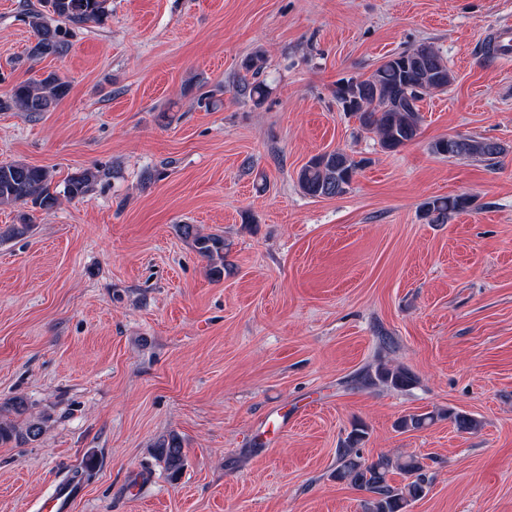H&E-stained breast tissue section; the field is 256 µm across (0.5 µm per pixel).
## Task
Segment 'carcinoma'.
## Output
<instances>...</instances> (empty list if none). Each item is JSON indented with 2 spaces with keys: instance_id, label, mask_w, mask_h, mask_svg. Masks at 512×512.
<instances>
[{
  "instance_id": "obj_1",
  "label": "carcinoma",
  "mask_w": 512,
  "mask_h": 512,
  "mask_svg": "<svg viewBox=\"0 0 512 512\" xmlns=\"http://www.w3.org/2000/svg\"><path fill=\"white\" fill-rule=\"evenodd\" d=\"M107 0H39V7L24 13V21L33 32L34 42L28 49L33 59L60 57L69 48L68 37L89 23L100 22L107 13ZM265 52L257 50L241 64L244 74L232 84L238 99L260 107L269 90L260 80L265 68ZM454 80L448 61L432 45L422 44L409 51L393 54L357 84L336 85L334 95L342 110L351 113L363 132L374 135L382 149L393 152L414 141L420 132L422 117L419 103L430 92L443 91ZM69 92V84L54 73L45 78L16 84L10 93L0 96V111L16 108L22 112L41 113L54 108ZM435 154L450 158H479L494 166L505 153L504 146L488 137H451L432 144ZM363 160H356L342 150L315 155L298 172V185L311 197L332 198L347 192ZM99 172L84 170L70 176L64 190L70 199L82 198L98 180ZM48 171L15 161L0 163V205L29 204L48 212L58 204L50 190ZM470 197L434 198L423 206V217L430 224H445L455 213L467 209ZM183 233L194 236L198 252L211 262L210 271L219 276L224 271L228 245L220 235L193 233L192 225H183ZM364 381L380 382L395 390H409L415 384L413 375L399 365L379 363L374 373H366ZM28 410L25 399L14 397L0 403V445L11 442L29 443L46 432L49 417L40 415L17 422L10 415L21 416ZM450 418L460 431L474 430L478 422L452 410L412 413L398 418L395 427L401 432L420 431L436 421ZM368 435L361 423L352 425L341 448L337 450L333 477L369 493L364 512H407L410 504L426 494L425 465L415 456L380 455L367 461L360 456L359 446ZM153 454L172 478L185 466L181 439L171 434L161 439ZM402 476L400 483L391 475Z\"/></svg>"
}]
</instances>
